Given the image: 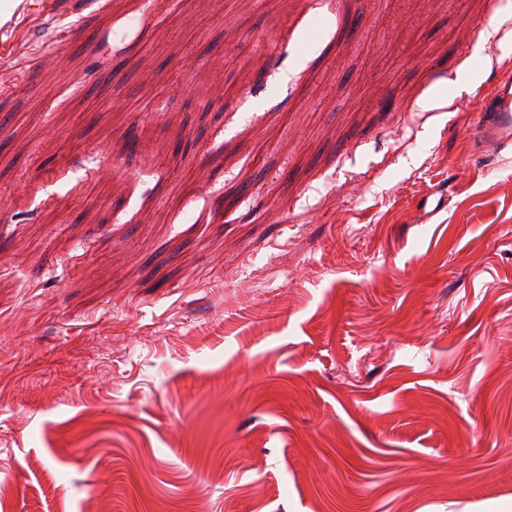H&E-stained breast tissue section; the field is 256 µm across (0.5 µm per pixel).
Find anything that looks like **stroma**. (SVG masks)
Listing matches in <instances>:
<instances>
[{
	"instance_id": "1",
	"label": "stroma",
	"mask_w": 512,
	"mask_h": 512,
	"mask_svg": "<svg viewBox=\"0 0 512 512\" xmlns=\"http://www.w3.org/2000/svg\"><path fill=\"white\" fill-rule=\"evenodd\" d=\"M153 2L0 0V512L512 500V0ZM476 130L488 151L499 153L512 145V79L496 84L492 96L479 109Z\"/></svg>"
}]
</instances>
